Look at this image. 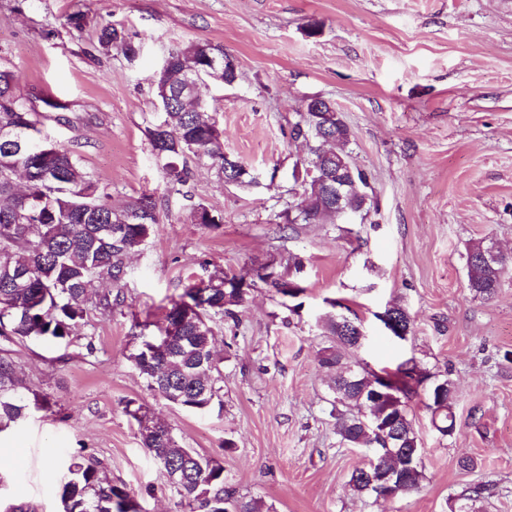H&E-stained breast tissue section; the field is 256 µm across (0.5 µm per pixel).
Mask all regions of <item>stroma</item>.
<instances>
[{"mask_svg": "<svg viewBox=\"0 0 512 512\" xmlns=\"http://www.w3.org/2000/svg\"><path fill=\"white\" fill-rule=\"evenodd\" d=\"M75 14L87 16L83 29L70 25ZM106 24L123 27L135 57L100 45ZM193 43L236 64L233 84L203 94L225 153L257 183L195 164L182 193L165 187L147 137L162 119L153 75ZM1 67L43 116V136L74 152L113 204L148 195L159 217L127 260L111 315L91 313L66 343L0 340L23 396L48 402L0 432L1 503L58 512L76 460L98 463L144 512H184L141 444L138 409L273 512H458L478 484L480 512H512V271L486 299L470 292L466 266L483 239L512 258V0H0ZM315 97L349 127L346 152L370 200L349 223L290 227L309 156L290 133ZM198 205L218 227L196 224ZM294 260L301 309L260 282L216 331L222 408L189 411L148 386L131 356L157 335L170 298L227 272L253 279L269 261L284 274ZM334 299L367 334L352 361L378 372L412 357L455 386L445 439L425 394L408 401L423 446L418 490L378 501L348 486L366 453L338 445L330 415L320 359L332 339L316 319ZM392 304L414 319L407 341L377 318ZM464 458L474 468H460Z\"/></svg>", "mask_w": 512, "mask_h": 512, "instance_id": "35a3bbf8", "label": "stroma"}]
</instances>
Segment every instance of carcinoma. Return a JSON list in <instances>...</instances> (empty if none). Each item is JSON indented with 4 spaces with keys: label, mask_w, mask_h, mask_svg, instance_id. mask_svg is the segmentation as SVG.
Returning a JSON list of instances; mask_svg holds the SVG:
<instances>
[{
    "label": "carcinoma",
    "mask_w": 512,
    "mask_h": 512,
    "mask_svg": "<svg viewBox=\"0 0 512 512\" xmlns=\"http://www.w3.org/2000/svg\"><path fill=\"white\" fill-rule=\"evenodd\" d=\"M99 42L107 47L130 50L123 30L104 25ZM195 57L199 70L207 56L225 57L211 44H192L170 54L169 66L154 76V84H168V96L159 101L165 119L148 130L152 151H161L170 162L165 169L167 190L179 192L189 182L187 158L200 165L217 167L219 175L244 165L224 154L223 140L213 135L216 120L209 104L184 103L185 86L180 77L182 58ZM34 109L17 93L13 71L0 70V129L16 125V136L39 132ZM292 136L309 144L307 165H320L323 175L336 179L338 160L347 158L343 146L350 130L339 113L305 111L292 128ZM366 176L353 171L343 199L349 211H362L369 200ZM110 194L93 181L79 158L66 149L36 155L0 138V337L6 342L62 341L88 312H112V295L91 292L95 279L105 276L121 289L125 286L126 259L148 238L158 223L155 203L143 196L124 205L109 203ZM328 186L304 181L297 203L300 219L285 216L288 224H321L332 219ZM487 243L471 244L467 251L468 288L476 296L493 297L508 267L509 258L490 265L483 258ZM259 280L276 292L296 299L305 287L295 276L284 277L267 264L256 271ZM248 289L230 277H211L185 286L170 302L160 335L170 340L148 352L139 348L132 355L136 369L171 403L206 411L220 401L216 374L220 359L213 351L217 321L232 314L231 307L244 303ZM319 326L335 337L336 346L320 359L332 380L336 436L341 447L377 448L375 463L354 469L349 486L358 496L377 495L379 469L392 472L394 496L418 488L424 477L420 439L408 411V399L426 390L431 423L442 437L453 434L455 390L447 378L425 373L415 359L399 363L386 373L389 395L378 394V375L355 368L349 353L358 347L356 328L362 326L356 313L327 311ZM21 380L15 360L0 355V432L22 423L32 411L45 408L34 396L25 400L19 392ZM140 426L141 443L159 464L180 501L192 512H269L261 500L235 495L224 489V467L214 458L182 447L173 429L161 420ZM60 512H141L123 488L101 476L98 466L73 463L60 485Z\"/></svg>",
    "instance_id": "obj_1"
}]
</instances>
